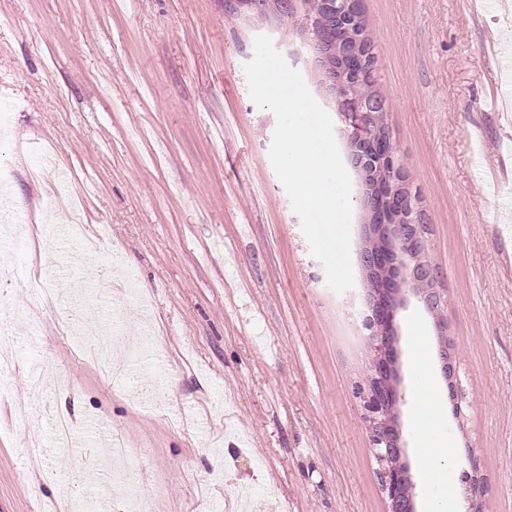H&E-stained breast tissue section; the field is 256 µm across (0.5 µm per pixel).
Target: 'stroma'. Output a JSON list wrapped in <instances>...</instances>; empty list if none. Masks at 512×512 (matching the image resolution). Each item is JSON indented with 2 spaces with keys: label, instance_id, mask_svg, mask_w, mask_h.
I'll return each instance as SVG.
<instances>
[{
  "label": "stroma",
  "instance_id": "stroma-1",
  "mask_svg": "<svg viewBox=\"0 0 512 512\" xmlns=\"http://www.w3.org/2000/svg\"><path fill=\"white\" fill-rule=\"evenodd\" d=\"M374 37L385 123L438 267L437 335L417 302L399 336L404 459L416 508L457 482L463 449L487 484L481 512H512V122L492 101L491 34L512 13L480 0H361ZM265 34L310 91L319 72L295 55L287 19L249 20L224 0H0V168L18 225L0 235V309L63 293L119 254L150 330L127 383L82 361L69 314L39 327L10 317L15 365L0 377V512H46L67 487L79 512H387L365 411L369 366L362 269L351 290L325 284L269 159L276 119L252 102L243 65ZM82 197L84 235L59 242L50 202ZM449 340L462 417L438 350ZM44 375L32 418L13 398ZM89 442L90 423L129 450L125 471L80 473L51 443L56 416ZM451 433L446 481L431 482L421 436Z\"/></svg>",
  "mask_w": 512,
  "mask_h": 512
}]
</instances>
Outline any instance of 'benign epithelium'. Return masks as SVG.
Masks as SVG:
<instances>
[{
	"mask_svg": "<svg viewBox=\"0 0 512 512\" xmlns=\"http://www.w3.org/2000/svg\"><path fill=\"white\" fill-rule=\"evenodd\" d=\"M282 0H224L228 11L243 17L275 15L283 8ZM308 54L328 68L331 55L342 60L348 70L362 75L375 68L371 53L360 51L320 32L308 47ZM377 103L338 99L336 107L342 118L340 132L353 147L367 149L376 160L375 167H365L363 153L350 152L353 167L364 186L362 209L366 216L365 243L360 261L366 279L379 288L367 289L365 325L370 330V362L366 383L356 391L366 411L371 447L378 464V478L388 503V512H416V484L407 468L391 463V456L403 455L401 426L397 410L390 403L402 401L399 390V354L396 347L402 312L410 299L421 303L424 310L436 316L442 296L436 288L437 270L425 258L418 245L423 224L417 196L400 170L396 148L388 131L380 122L370 123L376 116ZM441 373L448 386L451 401L457 400L455 365L450 349L441 350ZM469 469L460 474L466 512H478L485 492L480 464L473 451L467 452Z\"/></svg>",
	"mask_w": 512,
	"mask_h": 512,
	"instance_id": "obj_1",
	"label": "benign epithelium"
}]
</instances>
